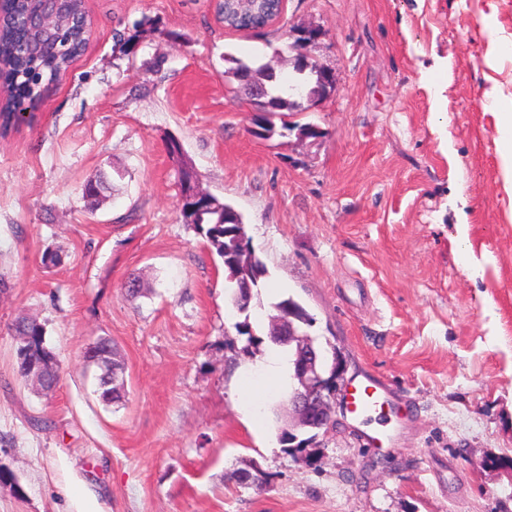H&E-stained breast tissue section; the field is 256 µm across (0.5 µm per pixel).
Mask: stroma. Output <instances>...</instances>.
Segmentation results:
<instances>
[{
    "label": "stroma",
    "instance_id": "obj_1",
    "mask_svg": "<svg viewBox=\"0 0 512 512\" xmlns=\"http://www.w3.org/2000/svg\"><path fill=\"white\" fill-rule=\"evenodd\" d=\"M220 3L86 0L88 48L0 137V512H512V188L481 103L512 99V0H284L261 31L226 27ZM302 26L335 90L260 138L224 57L289 73ZM117 30L135 37L119 58ZM184 161L267 265L249 314L182 221ZM100 175L94 207L82 188ZM288 296L345 381L392 386L383 448L341 389L304 451L281 442L287 392L248 428L235 383L270 344L236 326H267ZM21 317L60 365L52 393L18 372ZM102 338L123 364L115 404L85 357ZM271 307L273 311H276V314L272 316L273 319H277L286 311H291L300 317V319L302 320L301 324L304 327L312 326V316L309 314L308 310L303 306V304L295 300L293 297L288 296L287 298H283L278 302L273 303Z\"/></svg>",
    "mask_w": 512,
    "mask_h": 512
}]
</instances>
